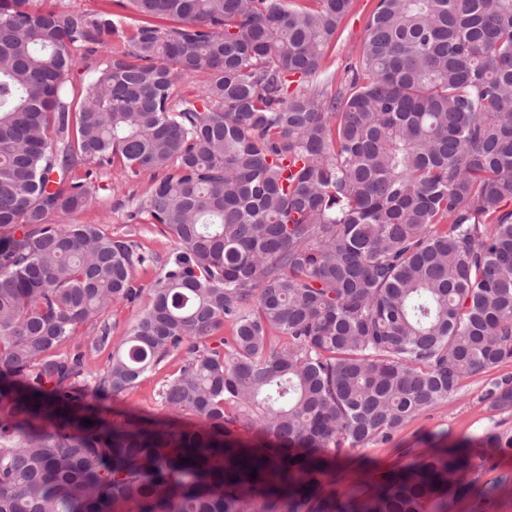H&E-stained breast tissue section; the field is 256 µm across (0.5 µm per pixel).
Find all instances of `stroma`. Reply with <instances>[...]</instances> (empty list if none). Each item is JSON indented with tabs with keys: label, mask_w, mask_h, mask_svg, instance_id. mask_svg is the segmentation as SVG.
I'll return each mask as SVG.
<instances>
[{
	"label": "stroma",
	"mask_w": 512,
	"mask_h": 512,
	"mask_svg": "<svg viewBox=\"0 0 512 512\" xmlns=\"http://www.w3.org/2000/svg\"><path fill=\"white\" fill-rule=\"evenodd\" d=\"M376 4L377 0H352L325 60L326 75L333 86L343 83L348 67L355 61ZM150 183L151 177L147 174L128 179L118 164L103 169L95 182L93 202L66 217L70 224L102 225L116 237L133 235L148 258L136 271L145 295L137 305L114 306L105 317L116 344L125 336L132 317L148 306L147 290L162 276L174 249L172 240L157 225L135 224L129 219L130 212L144 199ZM180 365V355H172L148 372L134 388L106 402L108 418L119 420L126 414L136 413L156 420L175 418L182 424L192 423V416H173L157 396L161 384ZM508 375L512 376V360L474 373L447 401L407 421L389 442H372L351 451L336 468L337 489L367 491L375 476L396 469L408 456L423 455L436 448L462 447L476 463L475 470L468 475L473 490L465 495L449 496L447 512H512V452H492L487 443V435L493 431L512 435V411L491 410L483 398L492 379ZM489 487L494 493L491 504L487 505L483 498Z\"/></svg>",
	"instance_id": "1"
}]
</instances>
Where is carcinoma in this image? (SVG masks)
I'll use <instances>...</instances> for the list:
<instances>
[{
    "label": "carcinoma",
    "mask_w": 512,
    "mask_h": 512,
    "mask_svg": "<svg viewBox=\"0 0 512 512\" xmlns=\"http://www.w3.org/2000/svg\"><path fill=\"white\" fill-rule=\"evenodd\" d=\"M350 2L113 0L136 20L0 0V512H445L468 488L461 448L332 486L512 359V0H378L330 94ZM114 36L75 97L77 51ZM116 162L152 174L131 219L174 250L94 375L64 345L110 343L147 257L52 217ZM177 352L158 396L198 425L107 418ZM485 398L512 410V378Z\"/></svg>",
    "instance_id": "obj_1"
}]
</instances>
